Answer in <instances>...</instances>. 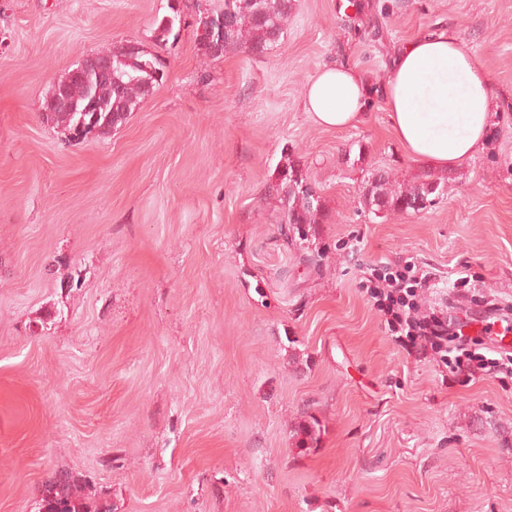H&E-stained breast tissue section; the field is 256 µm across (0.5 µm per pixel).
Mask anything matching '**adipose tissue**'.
<instances>
[{
	"label": "adipose tissue",
	"mask_w": 512,
	"mask_h": 512,
	"mask_svg": "<svg viewBox=\"0 0 512 512\" xmlns=\"http://www.w3.org/2000/svg\"><path fill=\"white\" fill-rule=\"evenodd\" d=\"M390 131L403 152L441 170L464 165L488 144L493 95L480 58L448 34H425L394 60L381 89ZM371 86L359 69L335 60L306 84L303 106L325 129L364 122Z\"/></svg>",
	"instance_id": "adipose-tissue-1"
}]
</instances>
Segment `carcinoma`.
Segmentation results:
<instances>
[{
    "mask_svg": "<svg viewBox=\"0 0 512 512\" xmlns=\"http://www.w3.org/2000/svg\"><path fill=\"white\" fill-rule=\"evenodd\" d=\"M222 5L210 7L209 13L224 14V52L245 50L263 56L284 37L293 0H221ZM181 23L179 12L154 21L159 44L168 42L175 25ZM112 55V86L97 83L95 76L76 77L67 72L54 82L45 100L49 109L53 96L65 95L70 107L48 113L51 126L62 129L68 137L81 122L113 129L132 112L139 100L164 78V60L145 50L143 45L133 52L122 53L115 46ZM276 191L283 207L281 231H288L301 240L308 239L312 226L323 219L320 196L296 168L288 154L281 156L276 168ZM445 179L423 173L410 183L393 182L389 173L370 174L362 203L372 212L417 213L425 210L419 200L433 204L444 189ZM300 447L312 448L318 443L320 424L315 418L299 428ZM37 512H115L105 492L89 489L68 472H61L43 485Z\"/></svg>",
    "mask_w": 512,
    "mask_h": 512,
    "instance_id": "obj_1",
    "label": "carcinoma"
}]
</instances>
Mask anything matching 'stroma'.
<instances>
[{
	"label": "stroma",
	"instance_id": "35a3bbf8",
	"mask_svg": "<svg viewBox=\"0 0 512 512\" xmlns=\"http://www.w3.org/2000/svg\"><path fill=\"white\" fill-rule=\"evenodd\" d=\"M198 3L0 0V512H36L61 471L117 512H512V375L403 349L360 289L411 259L428 303L512 321V0H396L378 38L343 0H295L276 48L216 59ZM442 30L483 62L494 131L434 206L368 215L371 172L422 166L382 100L336 132L304 86L335 59L381 85ZM128 40L167 68L122 124L78 142L43 123L61 75ZM285 153L326 215L302 247L272 189Z\"/></svg>",
	"mask_w": 512,
	"mask_h": 512
}]
</instances>
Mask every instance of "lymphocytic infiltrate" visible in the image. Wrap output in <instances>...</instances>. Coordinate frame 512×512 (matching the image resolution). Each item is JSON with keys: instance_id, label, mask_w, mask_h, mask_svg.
<instances>
[{"instance_id": "lymphocytic-infiltrate-1", "label": "lymphocytic infiltrate", "mask_w": 512, "mask_h": 512, "mask_svg": "<svg viewBox=\"0 0 512 512\" xmlns=\"http://www.w3.org/2000/svg\"><path fill=\"white\" fill-rule=\"evenodd\" d=\"M434 285L430 274H416L413 269L376 276L366 286L374 307L383 314L389 331L402 345L426 351L434 360H454L459 369H493L512 374V355L489 358L473 350L474 338L449 333L443 310L426 301Z\"/></svg>"}]
</instances>
